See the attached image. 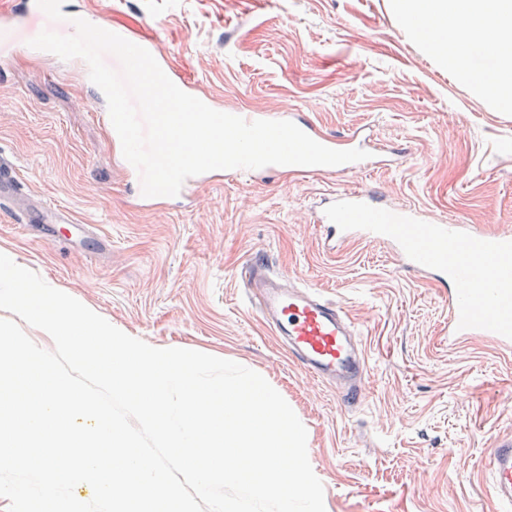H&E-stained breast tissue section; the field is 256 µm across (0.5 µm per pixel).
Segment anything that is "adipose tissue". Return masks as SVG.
Wrapping results in <instances>:
<instances>
[{
	"mask_svg": "<svg viewBox=\"0 0 512 512\" xmlns=\"http://www.w3.org/2000/svg\"><path fill=\"white\" fill-rule=\"evenodd\" d=\"M443 66L512 108V0H392Z\"/></svg>",
	"mask_w": 512,
	"mask_h": 512,
	"instance_id": "obj_1",
	"label": "adipose tissue"
}]
</instances>
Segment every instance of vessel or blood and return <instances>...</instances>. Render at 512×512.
I'll return each mask as SVG.
<instances>
[{
	"instance_id": "b4317fda",
	"label": "vessel or blood",
	"mask_w": 512,
	"mask_h": 512,
	"mask_svg": "<svg viewBox=\"0 0 512 512\" xmlns=\"http://www.w3.org/2000/svg\"><path fill=\"white\" fill-rule=\"evenodd\" d=\"M44 0H20L0 14V42L22 20L40 11ZM315 141L335 150L366 148V136L335 139L299 115L289 114ZM319 224L332 247L351 238L391 246L407 272L449 285L448 343L483 338L512 345V235L472 234L453 220L429 224L424 212L409 210L399 223L386 220L379 196L348 188L329 198ZM237 278L258 312L285 345L289 360L313 378L336 386L344 404H360L368 374L360 333L345 308L315 288L287 283L264 258L243 264ZM491 495L512 505V435L497 438L489 456Z\"/></svg>"
}]
</instances>
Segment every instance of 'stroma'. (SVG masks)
<instances>
[{
  "instance_id": "obj_1",
  "label": "stroma",
  "mask_w": 512,
  "mask_h": 512,
  "mask_svg": "<svg viewBox=\"0 0 512 512\" xmlns=\"http://www.w3.org/2000/svg\"><path fill=\"white\" fill-rule=\"evenodd\" d=\"M20 31L0 68V159L24 195L55 205L54 236L0 202V249L119 329L250 368L309 434L326 512H500L489 452L512 433V350L449 346L438 284L403 273L375 241L328 247L322 199L353 187L395 209L512 232V110L449 73L390 0H60ZM160 34L173 69L217 110L302 112L343 138L363 129L402 157L360 172L281 170L251 183L217 174L190 200H135L121 142L79 59L26 53L43 30ZM320 289L357 323L369 364L364 401L345 407L303 374L236 282L244 261Z\"/></svg>"
}]
</instances>
